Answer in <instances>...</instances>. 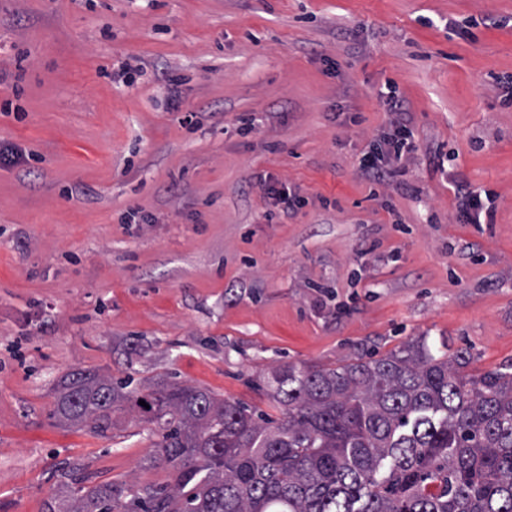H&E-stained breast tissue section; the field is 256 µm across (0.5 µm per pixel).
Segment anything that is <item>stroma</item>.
Instances as JSON below:
<instances>
[{
  "label": "stroma",
  "mask_w": 512,
  "mask_h": 512,
  "mask_svg": "<svg viewBox=\"0 0 512 512\" xmlns=\"http://www.w3.org/2000/svg\"><path fill=\"white\" fill-rule=\"evenodd\" d=\"M510 74L512 0H0V144L22 153L0 166V512H44L67 466L171 481L140 413L55 423L77 368L277 420L289 364L422 336L470 374L511 363ZM388 85L417 151L376 185L358 158L392 133ZM454 179L493 223H460Z\"/></svg>",
  "instance_id": "stroma-1"
}]
</instances>
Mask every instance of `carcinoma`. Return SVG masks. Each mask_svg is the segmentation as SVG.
<instances>
[{
    "label": "carcinoma",
    "instance_id": "carcinoma-1",
    "mask_svg": "<svg viewBox=\"0 0 512 512\" xmlns=\"http://www.w3.org/2000/svg\"><path fill=\"white\" fill-rule=\"evenodd\" d=\"M421 337L379 359L288 365L267 381L283 417L185 384L74 371L54 417L104 434L112 411L147 414L164 486L79 485L45 512H512V363L464 375ZM145 401L142 406L139 401Z\"/></svg>",
    "mask_w": 512,
    "mask_h": 512
}]
</instances>
